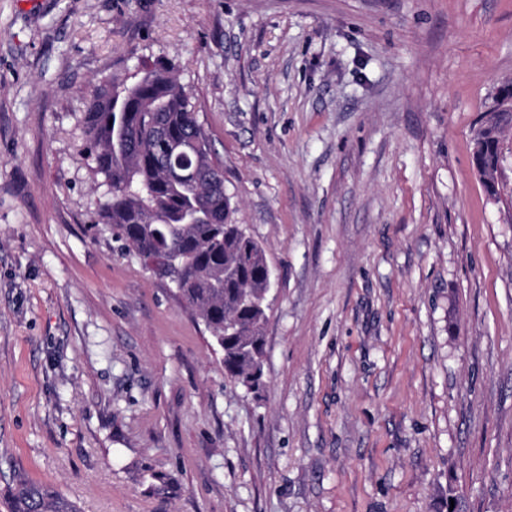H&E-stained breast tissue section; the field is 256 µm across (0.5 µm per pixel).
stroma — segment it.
<instances>
[{
  "label": "stroma",
  "instance_id": "obj_1",
  "mask_svg": "<svg viewBox=\"0 0 512 512\" xmlns=\"http://www.w3.org/2000/svg\"><path fill=\"white\" fill-rule=\"evenodd\" d=\"M170 65L273 272L264 385L100 218L101 81ZM512 0H0V512H512ZM9 512H78L55 490L27 480H20L10 494Z\"/></svg>",
  "mask_w": 512,
  "mask_h": 512
}]
</instances>
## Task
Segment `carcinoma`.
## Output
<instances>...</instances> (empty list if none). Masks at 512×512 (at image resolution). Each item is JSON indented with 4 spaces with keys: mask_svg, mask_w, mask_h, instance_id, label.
I'll return each mask as SVG.
<instances>
[{
    "mask_svg": "<svg viewBox=\"0 0 512 512\" xmlns=\"http://www.w3.org/2000/svg\"><path fill=\"white\" fill-rule=\"evenodd\" d=\"M82 122L87 157L108 186L103 223L141 259H163L153 271L179 281L181 298L223 353L225 374L257 392L269 265L264 247L236 224L232 196L209 180L220 161L191 97L166 64H143L129 82L103 80ZM119 123L127 142L117 151ZM475 139L495 158L493 127H479ZM9 504V512H78L55 490L27 480Z\"/></svg>",
    "mask_w": 512,
    "mask_h": 512,
    "instance_id": "cac0c4a2",
    "label": "carcinoma"
}]
</instances>
